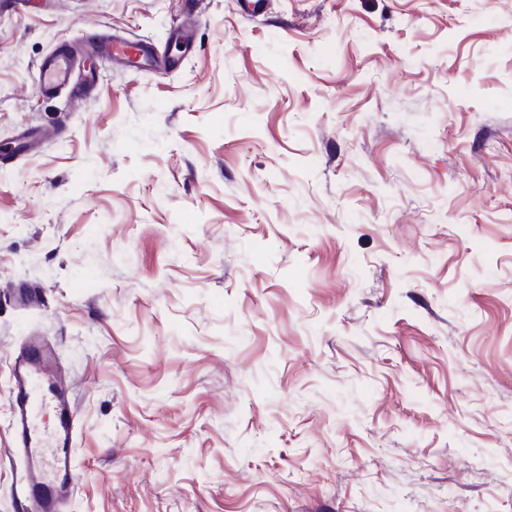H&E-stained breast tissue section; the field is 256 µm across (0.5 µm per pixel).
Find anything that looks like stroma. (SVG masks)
<instances>
[{
    "mask_svg": "<svg viewBox=\"0 0 512 512\" xmlns=\"http://www.w3.org/2000/svg\"><path fill=\"white\" fill-rule=\"evenodd\" d=\"M182 10L0 0V512L30 335L64 512H512V0ZM92 25L180 64L37 96Z\"/></svg>",
    "mask_w": 512,
    "mask_h": 512,
    "instance_id": "1",
    "label": "stroma"
}]
</instances>
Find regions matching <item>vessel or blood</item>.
Masks as SVG:
<instances>
[{"instance_id":"vessel-or-blood-1","label":"vessel or blood","mask_w":512,"mask_h":512,"mask_svg":"<svg viewBox=\"0 0 512 512\" xmlns=\"http://www.w3.org/2000/svg\"><path fill=\"white\" fill-rule=\"evenodd\" d=\"M93 54L131 68H165L152 44L119 38L104 31L83 41L80 47L60 46L40 64L37 94L46 96L67 91L71 100L89 97L96 82L82 73L81 59ZM13 455L24 465L23 488L17 498V512H61L73 486L74 428L70 382L54 371L51 347L32 336L12 363ZM54 413L50 428L36 419L41 410Z\"/></svg>"}]
</instances>
